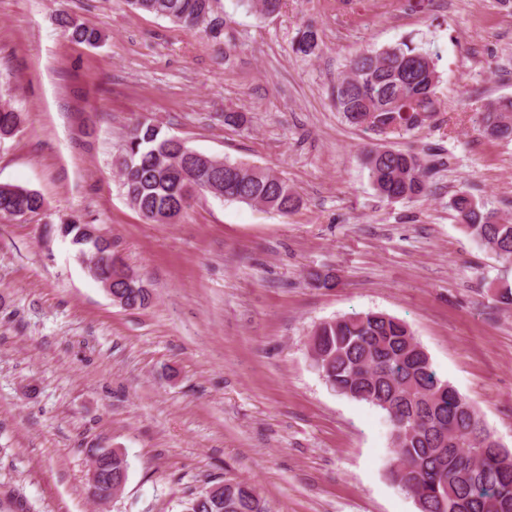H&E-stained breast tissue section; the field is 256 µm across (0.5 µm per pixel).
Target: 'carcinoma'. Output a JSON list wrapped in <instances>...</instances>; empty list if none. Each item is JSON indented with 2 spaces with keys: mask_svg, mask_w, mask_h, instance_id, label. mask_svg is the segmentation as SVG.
Wrapping results in <instances>:
<instances>
[{
  "mask_svg": "<svg viewBox=\"0 0 512 512\" xmlns=\"http://www.w3.org/2000/svg\"><path fill=\"white\" fill-rule=\"evenodd\" d=\"M134 10L165 18L188 31L218 40L223 21L215 15L218 0H126ZM261 16L279 12L282 0H246ZM60 23L78 43L95 45L100 35L63 13ZM320 50L315 25L302 26L292 51L311 57ZM440 74L434 56L411 38L353 57L336 81L333 97L346 120L360 112H375L379 123L367 129L411 130L421 125L418 109L437 104ZM22 122L20 113L0 106V137L11 135ZM477 130L487 138L512 141V96L490 101L479 113ZM190 148L163 132L158 124L132 122L125 132L122 154L115 167L129 204L148 224H167L182 216L180 200L189 186L229 203L260 207L287 215L299 198L286 180L267 167L224 157L187 158ZM363 165L379 197L388 201L428 195L426 164L413 151L370 148ZM44 198L26 187L0 184V218L34 214ZM463 231L504 261H512V222L486 208L461 188L449 202ZM60 234L71 237L79 258L114 257L112 242L92 236L87 224H61ZM113 293L140 309L151 295L142 279L118 280ZM309 343L321 357L330 387L340 395L382 410L391 433L410 428L409 445L393 449V481L411 484L418 512H439V499L460 502L461 512H512V451L488 430L479 412L450 383L441 379L427 352L403 320L381 311L352 313L315 326ZM98 458L102 472L127 469L124 459L108 448H87ZM224 497L207 499L195 512H267L256 487L236 477L224 479Z\"/></svg>",
  "mask_w": 512,
  "mask_h": 512,
  "instance_id": "cac0c4a2",
  "label": "carcinoma"
}]
</instances>
